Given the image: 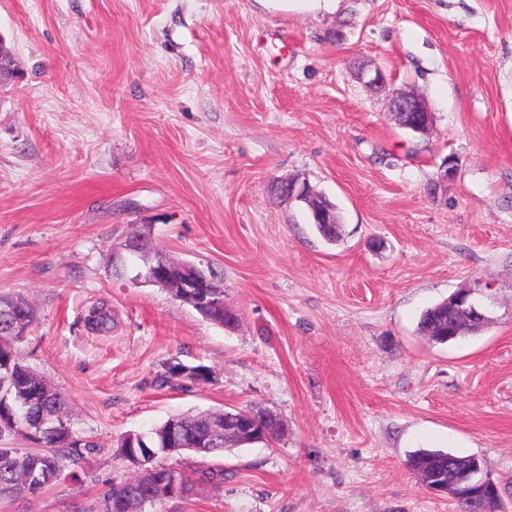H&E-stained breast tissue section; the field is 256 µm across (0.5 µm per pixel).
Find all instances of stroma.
Segmentation results:
<instances>
[{"label": "stroma", "mask_w": 512, "mask_h": 512, "mask_svg": "<svg viewBox=\"0 0 512 512\" xmlns=\"http://www.w3.org/2000/svg\"><path fill=\"white\" fill-rule=\"evenodd\" d=\"M0 40V292L34 307L15 350L99 448L0 512H85L131 475L125 434L254 404L286 434L171 458L225 482L162 512H453L418 448L481 458L512 512V0H0ZM362 66L425 99L426 135ZM288 177L335 203L339 242ZM138 226L214 273L233 328L113 273ZM477 278L488 326L430 342L422 311ZM174 358L209 381L159 385ZM276 189L281 201L285 203L291 204L296 201L307 203L318 220L321 221V223L313 224L319 235L328 242H336L339 234L327 226V224L336 223V215L331 214L332 211L336 212V209L332 210L325 204L319 205L314 203L313 199L315 198L310 188L305 183H301L296 179L280 181L277 183Z\"/></svg>", "instance_id": "1"}]
</instances>
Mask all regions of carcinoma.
Instances as JSON below:
<instances>
[{
  "mask_svg": "<svg viewBox=\"0 0 512 512\" xmlns=\"http://www.w3.org/2000/svg\"><path fill=\"white\" fill-rule=\"evenodd\" d=\"M11 305V312L0 314V501L24 500L40 494L59 481L68 469L80 468L97 455L100 449L79 436L69 418V401L51 387L35 370L16 354L13 343L18 341L14 329L21 325L31 328L35 312L23 298L0 294V302ZM420 328L434 344H448V309L439 302L424 310ZM112 315L105 306L92 307L87 325L96 332L111 329ZM177 363L167 365L160 375V384L179 381H204L208 369L191 367L194 374L185 377L177 373ZM223 413L178 415L148 432H134L135 447L129 448V438L121 441L120 452L128 460L138 458L150 479L145 483H113L99 499L116 503V512H125L126 502L139 500L153 509L186 496L196 484L219 487L224 484V470L204 468L192 476L182 477L173 467L156 463L164 457L186 452L188 447L203 446L211 453H222V444L213 443L211 425ZM475 462L474 456H461L440 449L419 448L408 455L406 465L415 474L446 479L454 478L460 468ZM471 483L464 482L452 496L455 512H473Z\"/></svg>",
  "mask_w": 512,
  "mask_h": 512,
  "instance_id": "carcinoma-1",
  "label": "carcinoma"
}]
</instances>
